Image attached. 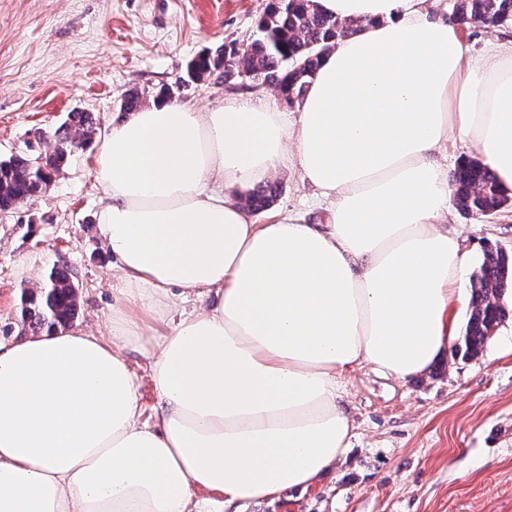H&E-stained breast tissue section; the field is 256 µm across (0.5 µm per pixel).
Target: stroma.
<instances>
[{
	"mask_svg": "<svg viewBox=\"0 0 512 512\" xmlns=\"http://www.w3.org/2000/svg\"><path fill=\"white\" fill-rule=\"evenodd\" d=\"M270 0H0V160L49 152L37 131L87 111L109 130L125 96L210 109L248 82H185L188 64L231 41L250 42ZM101 145L72 154L42 195L0 220V329L16 326L29 270L76 272V323L104 324L116 286L96 234ZM276 196L254 214L307 212L314 191L297 171L272 179ZM449 230L481 263L487 241L512 252V206L490 216L450 207ZM353 436L342 462L304 491L239 504L238 512H512V312L475 358L445 357L399 381L368 368L343 379Z\"/></svg>",
	"mask_w": 512,
	"mask_h": 512,
	"instance_id": "stroma-1",
	"label": "stroma"
}]
</instances>
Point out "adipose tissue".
<instances>
[{
    "label": "adipose tissue",
    "mask_w": 512,
    "mask_h": 512,
    "mask_svg": "<svg viewBox=\"0 0 512 512\" xmlns=\"http://www.w3.org/2000/svg\"><path fill=\"white\" fill-rule=\"evenodd\" d=\"M354 31L293 113L267 92L113 120L97 232L106 333L0 339V512H193L306 490L352 426L340 377L408 380L457 337L469 256L448 231L461 141L512 192V36L475 50L436 0H316ZM298 167L324 222L257 223L239 190ZM201 298L193 313L181 309ZM149 360L143 420L128 354Z\"/></svg>",
    "instance_id": "ef3b65f1"
}]
</instances>
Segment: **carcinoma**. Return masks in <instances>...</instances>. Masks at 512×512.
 Masks as SVG:
<instances>
[{"label":"carcinoma","instance_id":"carcinoma-1","mask_svg":"<svg viewBox=\"0 0 512 512\" xmlns=\"http://www.w3.org/2000/svg\"><path fill=\"white\" fill-rule=\"evenodd\" d=\"M457 14L476 22L512 25V0H455ZM351 25L321 14L313 0H291L286 10L271 5L257 22V35L242 51L231 44L194 59L188 67L190 81L202 83L213 74L231 71L234 78H246L255 85L279 89L293 105L304 95L321 55ZM101 131L91 112H71L53 133L57 154L46 161L42 154L21 152L0 161V218H8L20 206L40 196L50 185L67 156L90 142ZM454 200L465 211L489 215L512 206V198L501 190L489 168L477 160L463 162L453 176ZM274 190L260 187L246 197L253 210L267 207ZM79 284L75 273L54 266L37 294L24 297L22 321L35 331L66 325L77 311ZM512 291V257L495 245H488L471 281V310L464 334L452 347V355L464 360L481 352L493 330L506 317L499 298Z\"/></svg>","mask_w":512,"mask_h":512}]
</instances>
